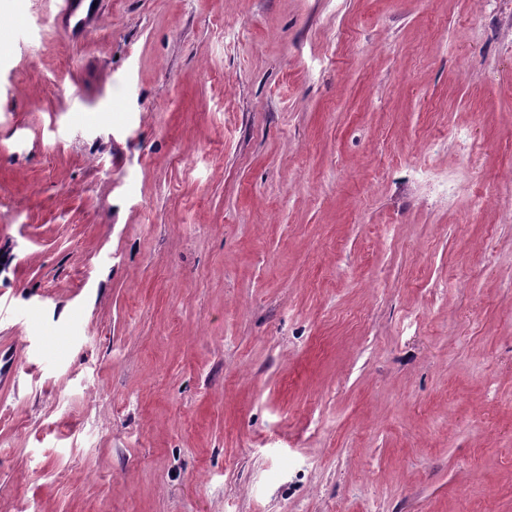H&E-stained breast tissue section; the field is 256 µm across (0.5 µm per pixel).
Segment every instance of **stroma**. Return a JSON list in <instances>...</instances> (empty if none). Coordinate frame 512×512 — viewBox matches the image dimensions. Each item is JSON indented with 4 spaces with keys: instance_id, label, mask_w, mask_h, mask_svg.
Listing matches in <instances>:
<instances>
[{
    "instance_id": "1",
    "label": "stroma",
    "mask_w": 512,
    "mask_h": 512,
    "mask_svg": "<svg viewBox=\"0 0 512 512\" xmlns=\"http://www.w3.org/2000/svg\"><path fill=\"white\" fill-rule=\"evenodd\" d=\"M62 5L0 52V512H512V0ZM61 25L73 40L82 39L102 18V0H64Z\"/></svg>"
}]
</instances>
